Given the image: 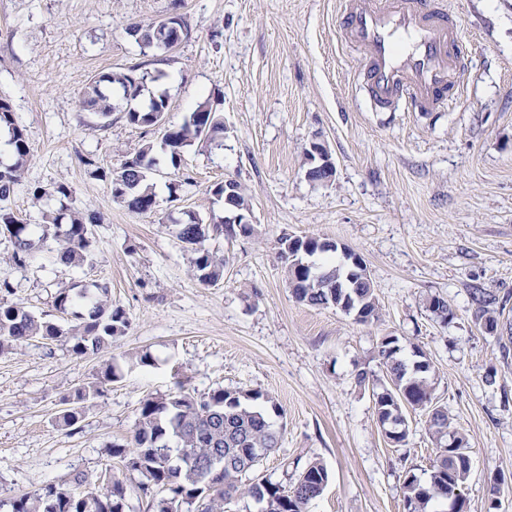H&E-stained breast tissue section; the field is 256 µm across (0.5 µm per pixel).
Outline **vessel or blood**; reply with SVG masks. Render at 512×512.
Instances as JSON below:
<instances>
[{
	"instance_id": "1",
	"label": "vessel or blood",
	"mask_w": 512,
	"mask_h": 512,
	"mask_svg": "<svg viewBox=\"0 0 512 512\" xmlns=\"http://www.w3.org/2000/svg\"><path fill=\"white\" fill-rule=\"evenodd\" d=\"M342 40L362 60L380 110L438 112L454 98L469 52L443 4L426 0H343Z\"/></svg>"
}]
</instances>
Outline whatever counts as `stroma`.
Listing matches in <instances>:
<instances>
[{"label": "stroma", "mask_w": 512, "mask_h": 512, "mask_svg": "<svg viewBox=\"0 0 512 512\" xmlns=\"http://www.w3.org/2000/svg\"><path fill=\"white\" fill-rule=\"evenodd\" d=\"M446 3L472 53L459 97L427 114L376 108L357 53L338 36L341 0H0V98L31 147L9 205L44 223L64 203L31 190L63 182L66 204L99 219L80 267L57 263L52 236L16 264L1 232L0 283L10 289L0 301L67 324L72 314L54 307L60 289L105 283L129 321L105 356L77 358L56 341L0 353V501L77 477L92 487L109 471L128 489L125 512H148L144 476L109 449L130 443L143 398L182 385L274 400L268 418L280 440L259 472L286 486L321 462L330 481L306 512H407L406 473L428 479L437 452L428 416L407 411L406 442L394 445L371 387L356 382L362 371L385 379L378 349L391 335L403 356L416 346L427 354L434 400L468 442V512H512V353L481 331L472 300L477 288L496 295L512 318V0ZM174 12L188 34L171 52L145 50L128 32ZM131 69L163 73L145 91L167 94L168 124L206 100L225 128L222 144L201 140L180 162L161 160L156 204L143 215L113 196L110 178L144 143H160L161 130L129 124L117 92L108 126L80 106L91 77ZM314 142L336 164L331 182L306 176ZM228 179L248 189L255 232L209 240L225 266L206 285L174 223L189 212L223 217L212 189ZM286 233L359 255L378 319L360 324L297 302L278 257ZM433 296L452 320L430 312ZM146 353L153 365H141ZM107 358L117 379L76 402ZM490 372L496 385L485 382ZM75 404L79 423L57 426Z\"/></svg>", "instance_id": "1"}]
</instances>
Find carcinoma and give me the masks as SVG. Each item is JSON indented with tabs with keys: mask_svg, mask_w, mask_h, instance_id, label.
Masks as SVG:
<instances>
[{
	"mask_svg": "<svg viewBox=\"0 0 512 512\" xmlns=\"http://www.w3.org/2000/svg\"><path fill=\"white\" fill-rule=\"evenodd\" d=\"M184 23L177 15L147 24H131L128 31L138 37L141 46L167 52L181 39ZM131 71H109L91 78L82 95V110L94 115L98 123L109 125L113 111L110 98L103 88L114 86L126 100L138 98L146 80ZM168 99L163 93L150 97L148 104L126 111L129 123L145 128L164 127L160 149L176 164L184 151L205 138L210 142L224 140V120L209 102L197 105L193 112L177 125L166 124ZM9 133L15 163L0 169V228L9 234L13 244L12 259L18 264L27 261L35 238L52 235L61 241L57 259L60 263L78 267L92 252L91 226L98 223L93 214L73 211L46 216L43 224H28L8 206V200L23 185L30 147L24 130L16 124L10 105L0 100V130ZM159 160L154 144L142 145L126 160L111 179L112 193L136 214L154 209L156 200L151 175L157 171ZM234 208L240 212L252 210L251 196L239 182H234ZM69 222H64V219ZM252 224H206L203 219L188 215V220L176 225V237L190 253L192 271L199 281L213 285L224 279V256L205 245L209 236L235 239L249 236ZM338 245L313 235L292 240L284 235L279 239V258L284 265L288 285L299 302L311 306H332L362 324L378 318V299L375 286L360 256L342 248L344 262L340 265L313 271L303 267L306 258L315 254L335 252ZM475 320L483 331L501 341L496 329L503 308L496 298L480 290L474 292ZM56 310H73L75 322L61 326L35 316L24 308L0 303V351L21 346L30 339L63 342L77 357L88 353L104 354L112 347V339L124 332L128 319L124 310L112 305L110 287L96 284L94 288L76 291L64 289L55 298ZM429 310L448 323L454 317L448 303L440 297L429 300ZM399 339L386 336L378 354L386 365L387 381L375 391L377 418L384 424L402 408L429 411L430 429L443 443L433 461L428 481L423 482L412 471L404 480L408 512H425L432 502L448 500L462 492L471 470V458L465 437L449 430L448 410L434 403L429 380L432 370L427 355L415 348L418 360L414 368L397 357ZM116 378L112 360L103 361L99 382L78 392L85 400L101 393L100 385ZM270 402L262 393L242 392L224 388L196 397L183 385L163 396L142 400L135 421L132 440L128 445L115 446L111 454L127 460V465L146 474L148 483L143 494L151 496L153 512H225L226 506L241 497H251L263 505L264 512H306L307 505L322 495L329 483V472L323 464L309 463L285 488L268 480L256 478L262 459L256 449L269 451L277 447L280 436L272 428L266 410L256 401ZM230 453L219 472L207 470V463L216 455ZM127 488L119 480L107 478L81 495L71 486H49L41 493L25 494L10 502V512H124Z\"/></svg>",
	"mask_w": 512,
	"mask_h": 512,
	"instance_id": "1",
	"label": "carcinoma"
}]
</instances>
